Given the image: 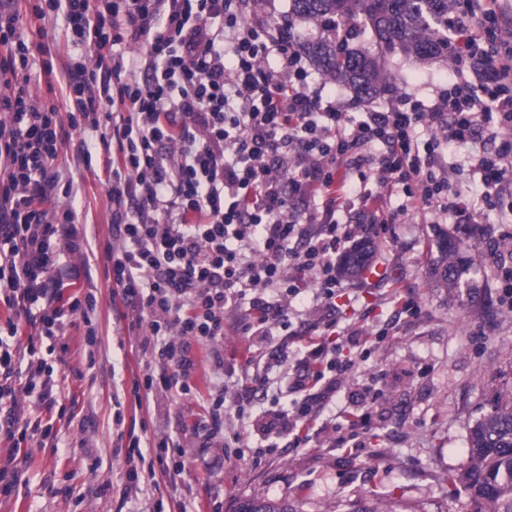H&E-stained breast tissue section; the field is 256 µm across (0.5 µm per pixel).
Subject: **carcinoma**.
Listing matches in <instances>:
<instances>
[{"mask_svg":"<svg viewBox=\"0 0 512 512\" xmlns=\"http://www.w3.org/2000/svg\"><path fill=\"white\" fill-rule=\"evenodd\" d=\"M457 8L458 0H291L289 16L326 32L303 49L321 75L347 84L367 102L390 90L389 57L400 53L422 64L448 61V17ZM361 31L370 32V46L352 45ZM438 238L436 279L458 288L472 270L467 251L461 240L446 233ZM370 258L369 247L362 246L348 255L345 269L361 273ZM448 484L464 488L474 512H512V388L498 392L492 411L472 427L468 464L448 473ZM236 512L298 510L285 500L246 497Z\"/></svg>","mask_w":512,"mask_h":512,"instance_id":"carcinoma-1","label":"carcinoma"}]
</instances>
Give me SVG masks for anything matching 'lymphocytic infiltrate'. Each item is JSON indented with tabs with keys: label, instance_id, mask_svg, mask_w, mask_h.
I'll use <instances>...</instances> for the list:
<instances>
[{
	"label": "lymphocytic infiltrate",
	"instance_id": "lymphocytic-infiltrate-1",
	"mask_svg": "<svg viewBox=\"0 0 512 512\" xmlns=\"http://www.w3.org/2000/svg\"><path fill=\"white\" fill-rule=\"evenodd\" d=\"M16 3L0 0V305L12 313L0 326V435L13 447L54 429L65 392L44 353L78 320L97 344L95 295L64 296L59 279L63 259L89 248L67 202L66 144L85 167L105 164L117 239L105 248L109 273L136 308L142 350L159 351L163 365L146 375L149 392L191 391L190 338L212 344L223 372L215 343L226 309L242 308L244 333L269 341L283 299L311 285L331 303L348 244L397 221L383 197L462 220L512 212V30L484 0H464L446 88L362 112L311 86L302 55L256 0H36L34 14L62 18L75 49L62 112L32 91L34 68L53 71L50 48L24 32ZM426 125L443 137L420 140ZM452 169L472 194L454 188ZM294 196L312 207L294 209ZM351 210L362 223L337 220ZM302 363L295 390L339 389L346 367L324 347ZM22 390L44 417L21 411Z\"/></svg>",
	"mask_w": 512,
	"mask_h": 512
}]
</instances>
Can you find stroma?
<instances>
[{"label":"stroma","mask_w":512,"mask_h":512,"mask_svg":"<svg viewBox=\"0 0 512 512\" xmlns=\"http://www.w3.org/2000/svg\"><path fill=\"white\" fill-rule=\"evenodd\" d=\"M30 35H42L53 57V72L34 77L35 94L65 108V73L73 50L61 20L25 15ZM390 94L371 104L358 102L351 88L312 74L323 96L353 112L384 107L390 95L429 97L447 86L452 63L420 64L394 56L388 65ZM61 159L74 186V208L86 224L94 255L89 263L68 257L60 279L64 295L92 288L91 315L99 345L89 350L84 323L70 327L65 350L49 355L55 374L70 390L63 407L70 423L58 425L53 446L25 448L18 465L28 482L19 494L0 497V512H234L245 496L298 501L300 512H347L364 500L392 512H473L462 488L448 474L467 464L470 427L492 409L493 398L512 385V307L501 301L491 251L498 238V215L479 223L476 233L448 219L443 231L469 244L477 269L469 286L437 285L432 262L437 237L424 213L375 236L377 280L348 277L331 305L317 302L314 290L287 310L288 329L273 342L246 336L224 317V373H213L206 347L191 344L195 391L178 397L146 393L150 369L133 329V305L107 276L104 248L112 241L111 202L105 172L91 171L65 148ZM411 301L415 313L402 312ZM334 350L353 361L339 392L305 399L291 389L306 347ZM227 403L243 401L245 419L227 415L225 435L239 434L235 457L202 447L190 430L216 388ZM311 408L308 437L293 445L291 435L269 437L268 414ZM353 422L356 447L334 444L337 427ZM164 432L183 450L184 470L164 473L155 449L132 454V437L148 442ZM139 481L126 482L127 471Z\"/></svg>","instance_id":"obj_1"}]
</instances>
